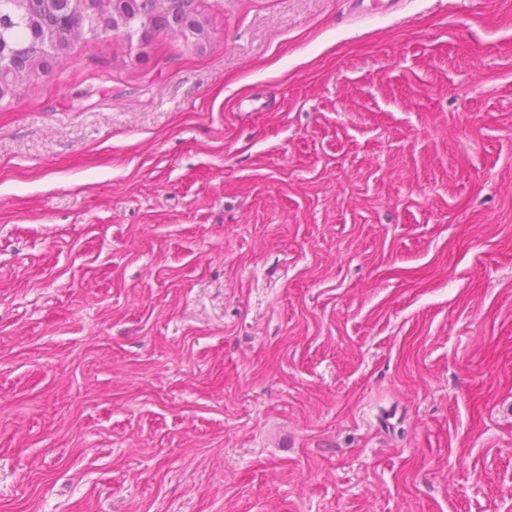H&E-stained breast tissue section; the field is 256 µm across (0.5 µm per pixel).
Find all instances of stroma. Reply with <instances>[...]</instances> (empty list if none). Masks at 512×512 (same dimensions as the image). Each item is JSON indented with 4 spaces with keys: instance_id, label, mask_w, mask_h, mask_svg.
<instances>
[{
    "instance_id": "1",
    "label": "stroma",
    "mask_w": 512,
    "mask_h": 512,
    "mask_svg": "<svg viewBox=\"0 0 512 512\" xmlns=\"http://www.w3.org/2000/svg\"><path fill=\"white\" fill-rule=\"evenodd\" d=\"M0 104V512H512V0H208ZM204 0H173L174 5L173 17L188 18L194 17L195 23L199 27V31H206L209 25V11Z\"/></svg>"
}]
</instances>
